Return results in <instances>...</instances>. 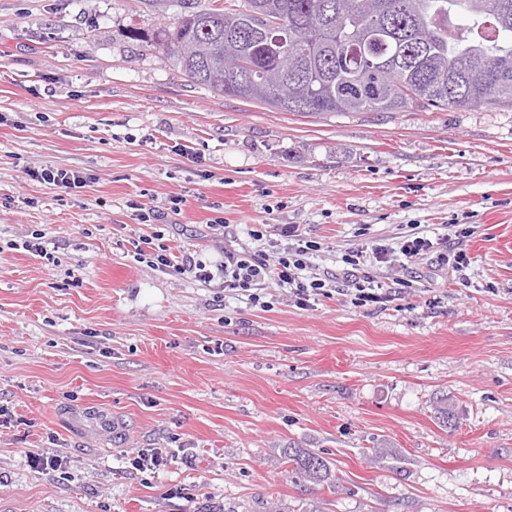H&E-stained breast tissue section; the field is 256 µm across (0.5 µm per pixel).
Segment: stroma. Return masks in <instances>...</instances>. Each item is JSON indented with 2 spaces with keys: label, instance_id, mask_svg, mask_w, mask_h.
Here are the masks:
<instances>
[{
  "label": "stroma",
  "instance_id": "stroma-1",
  "mask_svg": "<svg viewBox=\"0 0 512 512\" xmlns=\"http://www.w3.org/2000/svg\"><path fill=\"white\" fill-rule=\"evenodd\" d=\"M180 12L0 0V512H512V106L322 118L227 97L152 44ZM46 166L91 181L66 194L30 177ZM175 197L157 225L129 207ZM280 224L324 273L414 231L434 247L368 260L406 280L391 302L353 305L339 279L305 310L134 258L159 231L212 267L284 247ZM36 230L52 260L12 249ZM289 446L330 483L296 485ZM152 449L166 466L133 471Z\"/></svg>",
  "mask_w": 512,
  "mask_h": 512
}]
</instances>
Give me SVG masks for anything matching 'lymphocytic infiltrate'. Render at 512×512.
<instances>
[{"label":"lymphocytic infiltrate","instance_id":"obj_1","mask_svg":"<svg viewBox=\"0 0 512 512\" xmlns=\"http://www.w3.org/2000/svg\"><path fill=\"white\" fill-rule=\"evenodd\" d=\"M280 234L287 238L288 245L276 255H268L262 250L229 247L224 251L223 265L215 272L207 269L204 262L189 256L182 258L180 265H173L169 246L162 244L150 254L136 250L135 259L160 271L179 268L180 272L191 274L199 282L209 283L214 278H221L225 294L247 297L255 306L260 305L265 290L272 283L289 289L298 304L308 305L311 298L325 293L326 282L309 261L318 244L309 240L295 224L281 225ZM432 246L427 237L411 234L404 236L397 246L379 243L368 251L372 252L376 262L384 263L394 253L409 260L416 259L427 254ZM368 251L357 247L347 250L341 257L344 265L342 279L352 286V302L357 306L384 303L393 298V287L378 281L376 276L363 269L362 259Z\"/></svg>","mask_w":512,"mask_h":512}]
</instances>
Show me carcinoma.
I'll return each mask as SVG.
<instances>
[{"label": "carcinoma", "mask_w": 512, "mask_h": 512, "mask_svg": "<svg viewBox=\"0 0 512 512\" xmlns=\"http://www.w3.org/2000/svg\"><path fill=\"white\" fill-rule=\"evenodd\" d=\"M182 0L173 28L152 34L193 83L229 97L305 115L401 112L413 105L512 104V0ZM469 23L448 26L453 15ZM268 23L295 51L284 66L257 64ZM288 83V97L272 88ZM290 473L331 478L330 462L291 448Z\"/></svg>", "instance_id": "obj_1"}]
</instances>
